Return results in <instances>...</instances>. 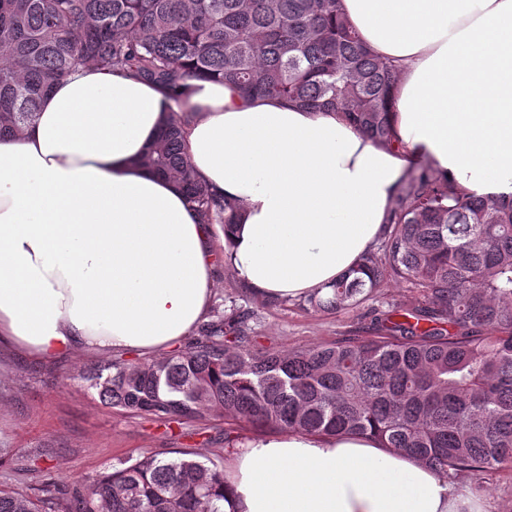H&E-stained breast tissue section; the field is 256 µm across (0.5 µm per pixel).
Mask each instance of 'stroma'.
<instances>
[{
	"label": "stroma",
	"mask_w": 512,
	"mask_h": 512,
	"mask_svg": "<svg viewBox=\"0 0 512 512\" xmlns=\"http://www.w3.org/2000/svg\"><path fill=\"white\" fill-rule=\"evenodd\" d=\"M418 297L417 289L389 281L375 299L335 314H317L296 300L273 305L254 296L225 263H217L214 276V303L233 301L254 312L256 345L280 351L332 342L355 333L388 306L407 305ZM98 361V355L84 351L37 360L0 349V443L14 451L13 464L0 466V485L37 484L40 475L29 465L48 449L63 454L65 463L53 477L69 487L144 453L164 458L201 442L224 450L223 419L166 428L100 404L80 379Z\"/></svg>",
	"instance_id": "1"
}]
</instances>
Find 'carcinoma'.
<instances>
[{
    "mask_svg": "<svg viewBox=\"0 0 512 512\" xmlns=\"http://www.w3.org/2000/svg\"><path fill=\"white\" fill-rule=\"evenodd\" d=\"M340 0H0V137L21 134L53 84L84 68L173 88L216 77L248 97L333 109L375 144L393 142L395 65L372 54ZM170 115L138 164L176 182L205 224L240 204L217 199ZM384 241L324 295L337 313L389 280L421 289L362 331L281 353L254 345L238 307L216 306L183 349L115 358L82 376L98 399L164 424L224 417L258 435L372 436L475 481L512 464V195L476 196L430 163L409 171ZM224 467L199 448L143 454L74 488L50 473L0 488V512H224Z\"/></svg>",
    "mask_w": 512,
    "mask_h": 512,
    "instance_id": "1",
    "label": "carcinoma"
}]
</instances>
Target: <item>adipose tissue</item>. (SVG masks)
Masks as SVG:
<instances>
[{
  "instance_id": "1",
  "label": "adipose tissue",
  "mask_w": 512,
  "mask_h": 512,
  "mask_svg": "<svg viewBox=\"0 0 512 512\" xmlns=\"http://www.w3.org/2000/svg\"><path fill=\"white\" fill-rule=\"evenodd\" d=\"M399 69L392 147L333 110L178 91L81 70L0 138V343L44 358L160 354L207 319L214 252L255 296L300 298L382 237L409 161L479 195L512 193V0H341ZM193 169L242 210L222 239L171 180L137 165L170 113ZM224 512H487L468 489L372 438L267 435L229 450Z\"/></svg>"
}]
</instances>
